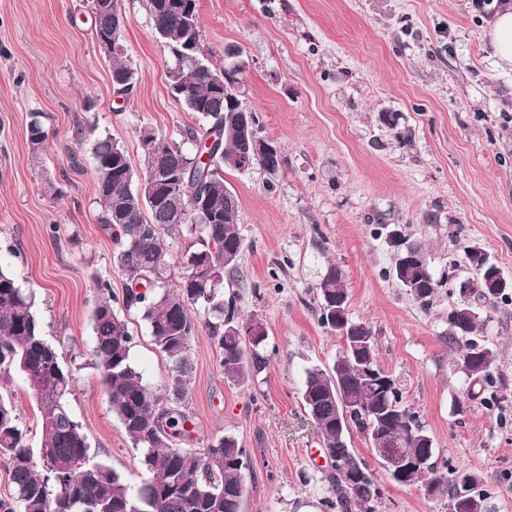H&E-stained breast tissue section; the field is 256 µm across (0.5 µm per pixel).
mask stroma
Wrapping results in <instances>:
<instances>
[{
	"label": "stroma",
	"mask_w": 512,
	"mask_h": 512,
	"mask_svg": "<svg viewBox=\"0 0 512 512\" xmlns=\"http://www.w3.org/2000/svg\"><path fill=\"white\" fill-rule=\"evenodd\" d=\"M125 59L139 77L116 96L94 40L88 0H0V262L33 288L45 338L73 377L68 405L90 462L131 487L148 474L111 411L92 365L90 318L98 282L122 295L115 232L99 222L91 148L109 136L142 163L139 132L178 139L196 117L171 95V58L145 0H121ZM495 6L474 0H198L207 57L235 49L240 92L257 132L280 148L279 171L228 170L240 199L243 250L225 299L263 321L266 369L225 378L208 329L189 346L193 379L182 401L200 448L234 434L247 450L244 512H327L329 467L301 403L306 372L343 347L319 321L329 267L343 276L352 320L372 327L380 367L418 412L449 468L477 473L487 512H512V299L484 308L476 332L496 354L498 403L469 395L455 368L462 339L448 310L473 279L468 247L486 250L512 279V71L484 37ZM48 133L43 166L28 151L29 115ZM52 180L63 190L43 189ZM430 258L439 286L421 307L392 275L387 225ZM132 360L152 389L169 361L137 310ZM30 446L40 444L36 400L21 375L0 376ZM376 512H448V501L401 486L374 467Z\"/></svg>",
	"instance_id": "obj_1"
}]
</instances>
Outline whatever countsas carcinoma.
<instances>
[{
    "label": "carcinoma",
    "instance_id": "obj_1",
    "mask_svg": "<svg viewBox=\"0 0 512 512\" xmlns=\"http://www.w3.org/2000/svg\"><path fill=\"white\" fill-rule=\"evenodd\" d=\"M157 39L173 59L168 70L169 88L186 110L201 120L180 131V141L166 143L145 128L140 141L150 147L154 166L183 168L179 181L185 209L177 211L137 192L138 172L125 148L110 137L99 138L92 148L100 223L116 229L121 246L114 261L126 277L122 306L141 313L155 348L169 360L167 381L157 393L144 381L132 360L134 336L128 323L114 309L117 297L109 284L99 287L100 297L92 312L94 368L111 397L118 418L142 456L150 478L135 492L124 479L104 464L88 459L87 435L71 414L67 395L72 376L61 363L57 347L42 334L32 291L10 272L0 269V374L22 375L33 392L39 413L40 446L28 444L14 406L0 397V459L5 463L11 490L0 495V512H241L244 499L243 469L246 449L233 435H223L206 448H184L191 431L189 418L179 404L193 378L189 345L200 328L209 330L220 354L224 376L239 381L265 370L268 332L257 318L242 323L231 301H224V276L236 271L243 249L238 231L240 202L225 185L224 169L242 148V127H257V116L239 108V67L220 69L208 60L203 45L197 0L173 6L168 0H146ZM94 39L122 40L123 24L112 9L96 6ZM111 62L112 86L125 97L138 83L136 72L117 50ZM191 74L190 92L181 94L175 82ZM47 133L38 112L30 114L28 143L34 161L42 160ZM207 161H202L203 154ZM186 231V267L176 286L167 260L163 235ZM495 272L485 268L467 304H454L448 313L451 334L465 339L457 366L473 384H492L493 350L473 338L480 316L478 306H493L508 290L487 286ZM431 269L410 295L426 308L436 293ZM342 274L328 269L320 286L319 320L328 331L346 337L344 350L332 366L307 371L302 394L320 445L339 452L341 470L332 475L331 510L374 512L381 495L369 464L348 446L352 429L370 444V450L397 442L404 453L429 456L426 464L393 474L404 486L421 485L430 496L447 497L460 480L476 486L479 475L448 470L435 455L432 437L419 414L404 406L399 388L381 386L366 371L378 369L375 336L363 322L348 316L336 319L331 307L347 302ZM199 305L210 318L191 313ZM344 395L356 410L337 406ZM346 422L336 432V419Z\"/></svg>",
    "mask_w": 512,
    "mask_h": 512
}]
</instances>
